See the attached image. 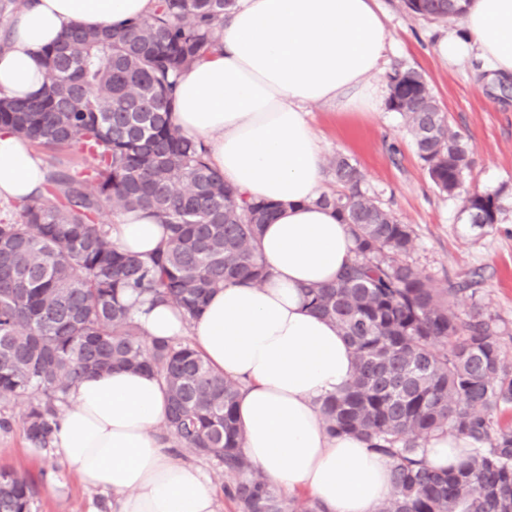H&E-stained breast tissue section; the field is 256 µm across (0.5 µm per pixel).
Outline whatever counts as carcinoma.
<instances>
[{
	"label": "carcinoma",
	"instance_id": "obj_1",
	"mask_svg": "<svg viewBox=\"0 0 512 512\" xmlns=\"http://www.w3.org/2000/svg\"><path fill=\"white\" fill-rule=\"evenodd\" d=\"M233 0H158L149 17L98 28L73 24L43 47L40 91H0V127L44 150L76 149L79 169L46 168L45 192L0 221V400L26 398V439L46 448L59 405L84 376L124 367L157 376L167 402L164 441L182 457L215 459L235 512H325L312 498L285 499L240 449L239 384L175 336L149 340L122 301L150 293L198 318L231 282L269 276L258 256L262 225L279 204L248 201L209 162L203 139L173 122V76L219 47ZM430 20L459 18L462 0H401ZM387 107L399 113L432 183L459 197L469 223L492 229L501 192L464 189L469 152L426 80L407 68L388 76ZM347 192L321 195L348 225L354 260L336 283L304 289L308 308L353 348L355 372L321 405L327 431L363 438L392 466V495L378 512H512V361L498 320L454 304L475 299L473 272L440 288L406 260L408 225L360 189L357 167L332 162ZM145 211L167 234L144 258L120 250L108 216ZM452 431L479 444L457 469L429 468L422 447ZM38 482L0 468V512H36Z\"/></svg>",
	"mask_w": 512,
	"mask_h": 512
}]
</instances>
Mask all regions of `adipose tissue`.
I'll list each match as a JSON object with an SVG mask.
<instances>
[{
    "instance_id": "1",
    "label": "adipose tissue",
    "mask_w": 512,
    "mask_h": 512,
    "mask_svg": "<svg viewBox=\"0 0 512 512\" xmlns=\"http://www.w3.org/2000/svg\"><path fill=\"white\" fill-rule=\"evenodd\" d=\"M157 0H27L0 51V91L24 97L43 84L37 51L74 23L96 27L144 18ZM463 34L442 39L448 62L470 51L512 74V0H470ZM391 36L374 0H234L221 47L177 78L173 122L204 139L225 182L251 200L278 203L259 253L270 275L229 283L188 322L165 303L134 301L147 338L190 337L217 371L240 383L241 448L288 494L307 493L325 512H378L392 493L388 459L361 438L330 436L319 407L353 377V349L331 322L307 309L301 290L334 282L353 256L347 225L318 205L323 150L307 119L322 103L350 113L377 104L370 84ZM44 166L32 144L0 128V200L40 194ZM123 250L151 255L164 230L145 213L115 217ZM167 398L153 376L125 369L89 375L63 406L51 447L84 485L112 499V512H219L215 480L161 437ZM471 443L454 434L423 448L433 468H457Z\"/></svg>"
}]
</instances>
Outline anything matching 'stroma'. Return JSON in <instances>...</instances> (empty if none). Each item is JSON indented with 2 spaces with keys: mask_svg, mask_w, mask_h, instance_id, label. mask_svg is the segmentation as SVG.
Instances as JSON below:
<instances>
[{
  "mask_svg": "<svg viewBox=\"0 0 512 512\" xmlns=\"http://www.w3.org/2000/svg\"><path fill=\"white\" fill-rule=\"evenodd\" d=\"M377 3L393 38L387 70L411 67L424 76L468 146L466 187L501 192L506 220L484 233L473 229L459 199L433 185L404 120L385 104L353 114L315 105L310 123L325 158H349L362 175V191L411 227L408 261L418 273L440 286L456 275L480 273L476 300L458 301L455 310L464 316L477 307L498 317L505 326L503 350L512 358V98L492 95L497 76L476 58L451 64L438 56V40L461 30V21L423 19L399 0ZM22 407L19 400L0 401V417L14 420L10 430L0 429V466L40 481L37 512H104L102 497L84 488L76 472L50 450L31 447L18 420Z\"/></svg>",
  "mask_w": 512,
  "mask_h": 512,
  "instance_id": "1",
  "label": "stroma"
}]
</instances>
